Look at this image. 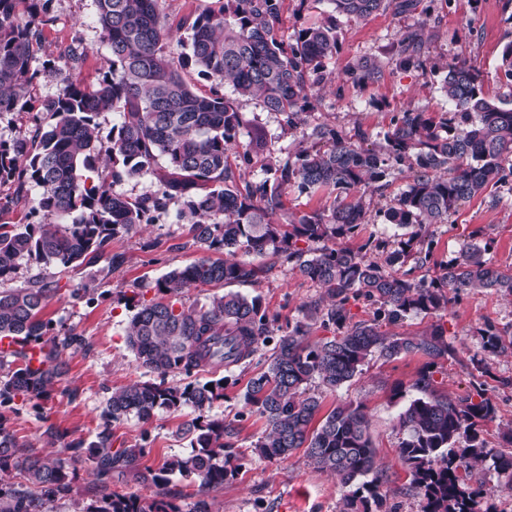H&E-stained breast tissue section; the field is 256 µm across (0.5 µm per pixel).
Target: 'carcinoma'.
Returning <instances> with one entry per match:
<instances>
[{
	"label": "carcinoma",
	"mask_w": 512,
	"mask_h": 512,
	"mask_svg": "<svg viewBox=\"0 0 512 512\" xmlns=\"http://www.w3.org/2000/svg\"><path fill=\"white\" fill-rule=\"evenodd\" d=\"M158 2L97 0L96 22L110 57L97 83L84 86L75 79L84 53L75 47L46 60L42 69L33 68L42 36L40 15L48 13L50 0H0V116L26 108L41 72L55 74L60 83L58 94L42 103L45 123L0 140V185L13 188L0 197V214L26 205L28 187L41 190L31 208L39 221L0 224V281L13 279L24 259L78 267L113 239L141 224L157 223L175 199L182 200L177 219L190 225L194 243L205 253L157 281L162 298L132 300L135 313L126 343L156 380L134 382L108 397L96 440L84 449L101 491L79 512H212L201 498L185 510L168 493L173 476L198 483L203 493L243 467V457L232 449L235 426L210 416L224 399L228 379L201 383L194 376L250 361L268 345L272 353L266 367L248 380L243 393L245 405L266 423L252 445L255 455L277 462L303 448L318 470L336 476L348 489L345 512H382L364 407L338 404L313 429L322 401L312 384L334 392L361 375L366 359L376 352L387 360L420 353L428 362L412 384L418 396L399 414L398 425L400 456L421 497V512H489L484 503L491 493L469 483L475 464L491 461L506 479L504 488L512 490V451L490 448L480 435L481 424L495 413L493 403L434 393L433 369L451 354L443 331L389 336L381 327L446 308L450 289L512 294V272L485 257L486 244L468 247L442 265L436 278L412 277L433 255L427 226L447 223L463 203L512 175V107L485 96L467 61H452L441 86L451 110L395 115L380 143L365 149L368 134L361 129L351 136L325 123L306 129L308 91L322 82L326 61L338 52L333 22L302 28L286 42L278 36L284 0H226L219 11L202 12L184 23L187 52L175 58ZM327 2L332 12L353 18L390 8L430 14L422 0ZM22 3L30 17L24 23L18 11ZM421 53L415 33L404 32L396 45L399 63L418 65ZM190 66L212 80L210 93L199 94L184 80L183 70ZM382 74L380 65L368 61L349 72L362 85L377 82ZM226 84L230 97L224 93ZM239 99L256 100L283 116L284 127L301 130L311 146L293 160L268 167L263 180L242 181L240 163L264 150L267 137L256 128L240 145ZM111 111L117 122L103 137L99 118ZM101 163L109 166V174L95 182L89 173ZM400 165L411 170L412 181L378 211L384 223L404 230L399 240L369 238L356 249L340 244L368 223V206L358 189H385ZM159 170L161 188L154 193L129 199L112 189ZM319 189L336 193L329 208L294 214L285 223L277 219L289 191ZM388 246L382 263L367 256L373 248ZM240 251L265 256L270 264L264 268L238 259ZM212 253L226 258L213 259ZM279 262L317 284L323 295L303 304L301 318L276 338L275 319L258 296L227 291L200 307L179 303L187 288L252 282ZM399 268L403 273H397ZM55 293L42 281L0 291V336L17 344L9 361L0 360L5 369L0 408L12 411L18 401L41 407L63 375L65 352L83 345L80 335L63 333L41 316ZM360 299L376 306L372 319L354 320L351 303ZM318 320L333 328L334 336L311 344L307 336ZM510 347L512 341L504 342L493 326L482 332L484 351ZM175 372L189 382L167 384ZM185 408L191 413L177 435L189 440L191 452L140 472L159 498L146 502L110 489L113 472L138 468L149 453L145 442L112 449V423L128 416L147 422L161 411ZM12 471L33 489L7 481ZM73 476L71 460L19 446L10 416L0 411V512H38L40 504L69 495Z\"/></svg>",
	"instance_id": "cac0c4a2"
}]
</instances>
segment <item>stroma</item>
I'll list each match as a JSON object with an SVG mask.
<instances>
[{
    "label": "stroma",
    "mask_w": 512,
    "mask_h": 512,
    "mask_svg": "<svg viewBox=\"0 0 512 512\" xmlns=\"http://www.w3.org/2000/svg\"><path fill=\"white\" fill-rule=\"evenodd\" d=\"M95 16V0H50L35 65L56 57L68 46H80L87 57L77 78L81 84H94L110 55ZM329 20L336 23L339 51L327 61L323 82L310 90L314 107L307 115L309 124L328 123L348 135L364 130L369 135L366 147H375L379 133L387 129L394 114L447 108L440 79L448 62L456 59L466 60L477 70L489 98L505 100L512 96V86L501 67L502 51L512 42V0H435L423 26L418 15L391 9L356 19L333 16L327 0H285L279 34L289 40L298 29ZM416 27L424 32L423 64L399 67L394 44L401 32ZM365 60L379 62L383 77L375 84H353L346 72ZM58 89L55 76L44 74L33 88L30 111L0 116V140L32 127L42 101L54 97ZM239 108L245 120L241 141H248L256 125L267 133L266 152L242 167L247 180L255 181L263 177L269 164L295 157L303 138L300 133L285 132L281 116L264 111L257 101H240ZM408 181V174H398L383 193L366 192L369 222L360 235L349 239L350 247L360 246L369 237L393 236L394 226L383 223L378 211L405 189ZM179 206V201H172L171 215L113 239L106 254L88 256L79 267L21 261L11 287L24 286L36 278L54 282L58 291L43 315L52 319L56 328L80 335L84 343L78 350L66 351L67 370L50 400L41 408L24 406L12 414V429L19 443L42 447L43 433L51 426L58 433L49 446L51 451L72 457L73 444L94 440L112 390L146 380L144 369L126 344L125 330L133 315L126 300L137 290L145 299L155 298L157 280L172 268L200 258L188 224L173 216ZM429 232L435 242L433 262L422 268V276H436L440 264L458 257L469 244L486 241L491 244L489 259L502 269H512V183L488 188L462 204L447 223L431 225ZM112 253L124 255L121 267L111 268L108 256ZM248 259L253 265L267 267L268 272L257 281L238 285L237 290L260 297L279 327L295 321L303 303L321 297V288L298 277L288 265L268 268L267 257L253 253ZM81 285L92 288V298L72 296V288ZM490 325L504 337H512V296L469 289L460 292L446 309L411 316L393 330L408 336L436 327L443 330L452 354L439 360L433 374L434 390L459 398L484 388L495 415L483 423L482 436L489 447L499 449L503 432L512 426V352H482L480 332ZM268 355V348H261L252 362L233 367L229 373L233 384L226 389L224 400L213 407L215 417L236 427L235 450L244 454L245 460L236 477L208 491L206 498L213 512H341L345 488L317 470L304 451L279 462L259 459L252 452V443L263 432L265 421L245 406L241 395ZM425 362L419 353L391 361L375 355L368 358L362 374L351 384L322 395L327 411L340 402L364 406L387 512H421L420 498L410 488L409 470L399 457L402 435L398 416L408 399L414 398L411 385ZM182 420L181 414L166 411L147 423L131 417L113 423L112 443L125 448L148 439L150 452L140 465L155 469L171 456L189 453L188 440L175 434Z\"/></svg>",
    "instance_id": "obj_1"
}]
</instances>
